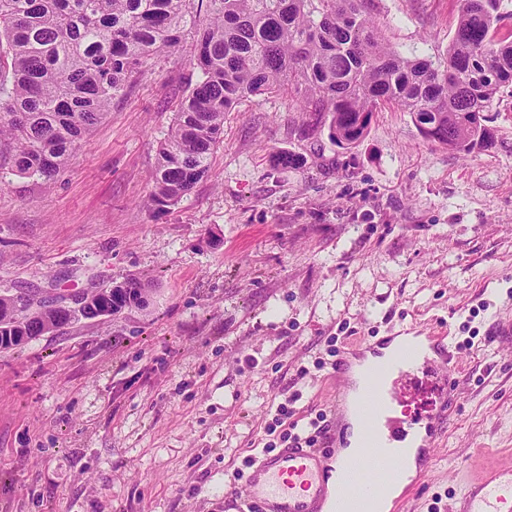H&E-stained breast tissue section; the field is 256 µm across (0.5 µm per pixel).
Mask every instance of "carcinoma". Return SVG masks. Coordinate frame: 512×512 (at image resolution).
Here are the masks:
<instances>
[{"mask_svg":"<svg viewBox=\"0 0 512 512\" xmlns=\"http://www.w3.org/2000/svg\"><path fill=\"white\" fill-rule=\"evenodd\" d=\"M373 0H0V149L24 176L54 177L159 54L194 43L200 76L158 149L146 205L182 201L210 170L226 113L241 101L286 91L328 126L336 144L367 134L377 108L408 112L419 133L462 156L496 141L488 125L512 85V41H496L501 0H460L444 60L405 57L386 41ZM112 315L140 307L138 282L113 285ZM0 295V349L69 322Z\"/></svg>","mask_w":512,"mask_h":512,"instance_id":"cac0c4a2","label":"carcinoma"}]
</instances>
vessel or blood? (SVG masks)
<instances>
[{
    "label": "vessel or blood",
    "mask_w": 512,
    "mask_h": 512,
    "mask_svg": "<svg viewBox=\"0 0 512 512\" xmlns=\"http://www.w3.org/2000/svg\"><path fill=\"white\" fill-rule=\"evenodd\" d=\"M453 354L446 333L383 336L336 359L332 417L315 446L288 444L260 451L243 484L228 480L236 512H399L404 496L430 467L433 449L455 406ZM428 383L427 409L399 413L405 387ZM361 420V448L349 454V416ZM451 512H512V466L472 481Z\"/></svg>",
    "instance_id": "obj_1"
}]
</instances>
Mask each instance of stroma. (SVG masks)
I'll list each match as a JSON object with an SVG mask.
<instances>
[{
    "label": "stroma",
    "instance_id": "stroma-1",
    "mask_svg": "<svg viewBox=\"0 0 512 512\" xmlns=\"http://www.w3.org/2000/svg\"><path fill=\"white\" fill-rule=\"evenodd\" d=\"M400 53L441 60L458 0H375ZM192 47L149 61L53 180L0 154V292L72 296L133 280L146 306L75 319L0 352V512H230L224 479L262 450L278 402L331 412L337 348L443 324L458 405L400 512H450L512 464V86L495 146L461 157L378 108L336 147L287 94L224 119L206 179L153 210L157 150L198 71ZM301 156L298 168L278 154Z\"/></svg>",
    "mask_w": 512,
    "mask_h": 512
}]
</instances>
